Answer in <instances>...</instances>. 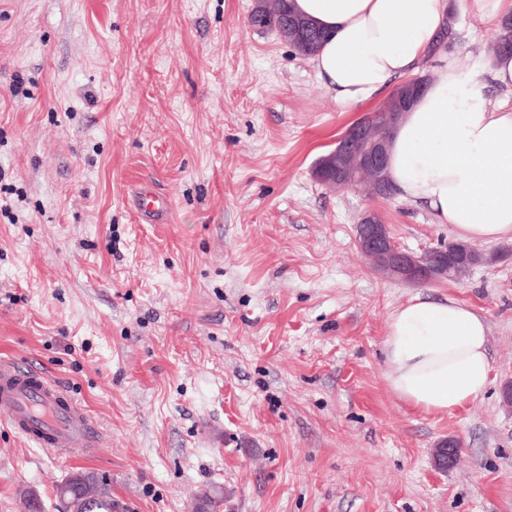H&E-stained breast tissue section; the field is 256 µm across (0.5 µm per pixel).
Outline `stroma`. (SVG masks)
Returning a JSON list of instances; mask_svg holds the SVG:
<instances>
[{
    "label": "stroma",
    "instance_id": "obj_1",
    "mask_svg": "<svg viewBox=\"0 0 512 512\" xmlns=\"http://www.w3.org/2000/svg\"><path fill=\"white\" fill-rule=\"evenodd\" d=\"M255 0H0V357L48 372L107 431L60 456L0 415V512H62L106 480L125 512H512V242L458 280L387 277L375 210L421 251L448 225L311 174L378 101L343 109ZM475 67L493 29L455 17ZM168 201L147 220L143 194ZM450 297L488 326L491 384L465 409L404 403L392 313ZM454 463L439 468V441Z\"/></svg>",
    "mask_w": 512,
    "mask_h": 512
}]
</instances>
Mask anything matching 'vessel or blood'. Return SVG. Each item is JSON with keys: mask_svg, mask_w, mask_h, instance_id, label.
<instances>
[{"mask_svg": "<svg viewBox=\"0 0 512 512\" xmlns=\"http://www.w3.org/2000/svg\"><path fill=\"white\" fill-rule=\"evenodd\" d=\"M37 445L78 456L99 447L105 432L88 411L45 373L0 358V413Z\"/></svg>", "mask_w": 512, "mask_h": 512, "instance_id": "vessel-or-blood-1", "label": "vessel or blood"}]
</instances>
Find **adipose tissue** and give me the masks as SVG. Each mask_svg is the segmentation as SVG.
I'll return each instance as SVG.
<instances>
[{
    "label": "adipose tissue",
    "instance_id": "ef3b65f1",
    "mask_svg": "<svg viewBox=\"0 0 512 512\" xmlns=\"http://www.w3.org/2000/svg\"><path fill=\"white\" fill-rule=\"evenodd\" d=\"M328 34L309 61L342 108L371 101L394 80L440 55L451 0H292ZM512 91V55L482 57L480 72L444 58L403 113L388 144L399 197L427 206L463 242L512 241V99L492 98L480 78ZM385 377L411 408L448 414L489 385L487 326L453 299L415 296L391 316L382 342Z\"/></svg>",
    "mask_w": 512,
    "mask_h": 512
}]
</instances>
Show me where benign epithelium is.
<instances>
[{"label":"benign epithelium","mask_w":512,"mask_h":512,"mask_svg":"<svg viewBox=\"0 0 512 512\" xmlns=\"http://www.w3.org/2000/svg\"><path fill=\"white\" fill-rule=\"evenodd\" d=\"M423 81L407 80L390 95L386 105L404 108L417 94ZM387 141L374 136L365 126L348 129L336 147L320 156L312 169L315 181L332 189L359 187L372 197L390 192L387 177ZM373 173V181L360 183L357 171ZM360 251L388 276L415 283L446 279L459 261L448 254V246L430 247L420 253L409 251L390 236L387 225L374 212L365 213L356 225Z\"/></svg>","instance_id":"7a95c632"}]
</instances>
